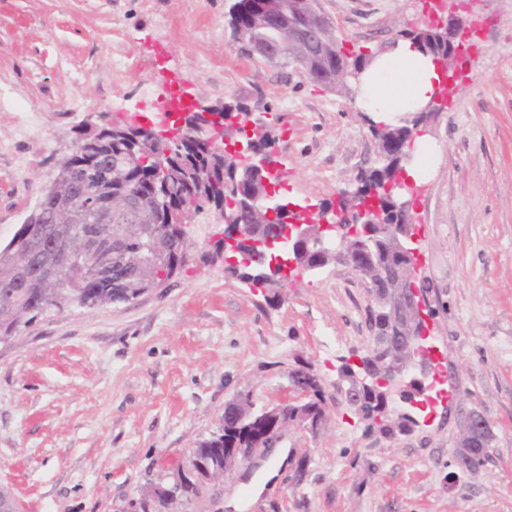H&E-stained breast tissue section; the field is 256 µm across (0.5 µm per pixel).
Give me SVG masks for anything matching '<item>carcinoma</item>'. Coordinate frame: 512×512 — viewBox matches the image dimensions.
<instances>
[{
	"label": "carcinoma",
	"mask_w": 512,
	"mask_h": 512,
	"mask_svg": "<svg viewBox=\"0 0 512 512\" xmlns=\"http://www.w3.org/2000/svg\"><path fill=\"white\" fill-rule=\"evenodd\" d=\"M256 0H234L228 10L230 29L240 31L245 43L238 50L249 53L248 43H260L269 30L258 26ZM419 45L421 52L443 61L448 58V39L444 31L428 24L402 33ZM375 54H348L336 44L334 57L317 45L307 49L298 66L317 74L332 66L336 87L354 91L347 76L364 69ZM414 126H372L380 138L385 156L380 166L360 178L361 186L337 194L338 202H326L324 211L336 207L341 224H354L366 199H377L378 213L372 219L380 229L366 243L350 237L344 246L350 252L355 269L372 277L377 269L400 260L388 225L395 221L396 199L390 187L401 178L400 154L413 134ZM224 134L212 133L213 142L203 146L193 141L168 146V173L159 174L148 162V152L112 126L90 127L78 138V147L65 157L50 175L48 189L11 238L0 243V336H14L37 316L64 305H104L134 300L142 289L158 281L160 273L183 270L189 261V235L206 218L224 213L227 200L242 201L264 192L262 179L235 169L224 157ZM170 209L190 208L195 223L170 224L159 206ZM278 224L267 223L258 213L246 225L245 239L261 242L276 237ZM93 240L104 250L90 256L87 241ZM237 262L224 264V272L238 280L262 277L263 269L273 260L288 261L280 251L255 249L241 244L240 251L228 253ZM388 285L377 289L373 307L368 310L370 328H381L389 311L383 306ZM299 371L308 376L307 401L288 406V418L301 412L318 422L323 418L324 395L319 377L308 367ZM383 390H349L346 405L371 431L373 414L382 409ZM249 395L224 406V423L193 448L189 466L172 474L174 482L161 486L177 493L171 512L202 498L200 488L187 472L202 465L224 479L223 456L218 448H253L255 434L251 427L260 412L252 409Z\"/></svg>",
	"instance_id": "carcinoma-1"
}]
</instances>
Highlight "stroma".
Wrapping results in <instances>:
<instances>
[{
	"label": "stroma",
	"mask_w": 512,
	"mask_h": 512,
	"mask_svg": "<svg viewBox=\"0 0 512 512\" xmlns=\"http://www.w3.org/2000/svg\"><path fill=\"white\" fill-rule=\"evenodd\" d=\"M231 0H0V98L41 115L23 139L0 112V240L23 223L57 160L88 125L149 116L155 94L206 107L237 102L271 117L289 200L318 205L354 190L378 164L356 103L302 69L238 53ZM460 0H313L345 52L365 54L423 27ZM479 36L461 83L426 125L436 155L412 212L419 277L435 312L432 342L450 407L409 434L365 432L346 408L338 369L370 336L369 283L329 263L292 276L276 304L202 262L135 300L68 306L0 344V487L20 512H140L145 487L169 482L196 443L246 393L256 406L299 404L290 371L321 379L317 434L292 426L307 457L253 498L254 467L227 476L186 512H512V0H471ZM164 53H156V45ZM480 411L493 442L459 474L454 443Z\"/></svg>",
	"instance_id": "stroma-1"
}]
</instances>
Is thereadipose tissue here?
I'll return each mask as SVG.
<instances>
[{
    "label": "adipose tissue",
    "instance_id": "adipose-tissue-1",
    "mask_svg": "<svg viewBox=\"0 0 512 512\" xmlns=\"http://www.w3.org/2000/svg\"><path fill=\"white\" fill-rule=\"evenodd\" d=\"M441 75L439 63L411 40L398 41L389 52L376 56L362 75L357 104L374 123L401 125L430 101Z\"/></svg>",
    "mask_w": 512,
    "mask_h": 512
}]
</instances>
